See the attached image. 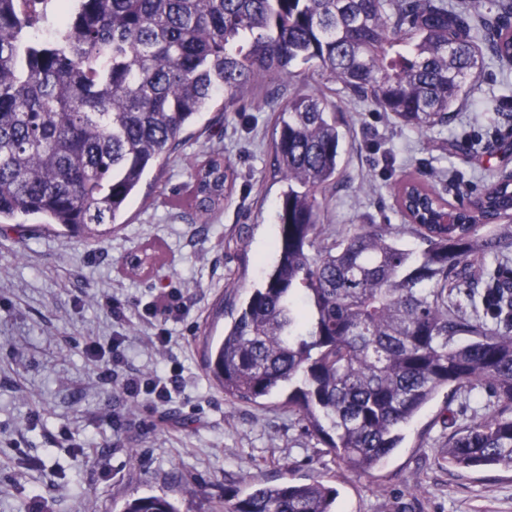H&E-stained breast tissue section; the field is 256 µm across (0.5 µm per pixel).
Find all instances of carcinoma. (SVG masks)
Segmentation results:
<instances>
[{"label": "carcinoma", "instance_id": "obj_1", "mask_svg": "<svg viewBox=\"0 0 512 512\" xmlns=\"http://www.w3.org/2000/svg\"><path fill=\"white\" fill-rule=\"evenodd\" d=\"M46 2L0 0V224L32 217L60 234L116 229L198 116L238 111L245 94L295 76L297 62L422 131L451 123L483 61L471 15L448 0H57L44 38ZM494 7L481 40L511 66L512 0ZM341 139L325 96H293L276 116L272 150L287 183L276 261L224 339L207 346L211 376L225 398L249 404L288 387L282 406L356 474L398 448L439 389L483 386L491 408L451 423L437 462L512 467V278L474 288L487 261L512 248V179L454 212L433 185L401 177L396 203L419 248L387 224L337 240L321 210L341 177ZM193 170L174 202L207 222L235 168L211 150ZM499 224V235L477 234ZM156 259L141 249L127 270L138 276ZM335 502L334 487L290 479L224 492V512H335ZM124 512L177 510L150 495Z\"/></svg>", "mask_w": 512, "mask_h": 512}]
</instances>
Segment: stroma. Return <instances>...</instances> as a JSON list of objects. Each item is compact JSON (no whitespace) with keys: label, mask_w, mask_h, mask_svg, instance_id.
Instances as JSON below:
<instances>
[{"label":"stroma","mask_w":512,"mask_h":512,"mask_svg":"<svg viewBox=\"0 0 512 512\" xmlns=\"http://www.w3.org/2000/svg\"><path fill=\"white\" fill-rule=\"evenodd\" d=\"M274 97L244 96L239 111L200 115L162 170L150 171L107 238L68 240L35 219L0 232V512H122L142 495L178 512H221L227 488L283 476L338 492L336 512H512V468L440 467L444 421L462 420L487 390H439L369 475L343 472L288 415L284 393L250 405L225 400L204 365L251 288L275 262L277 204L287 185L273 165L274 120L288 99L326 89L296 64ZM342 181L323 223L342 238L363 224L401 226L394 185L408 172L452 204L512 173V66L485 56L478 80L444 128L416 131L360 102L339 100ZM237 171L209 222L170 203L207 148ZM155 247L146 273L125 267ZM164 336V352L152 347ZM177 378L167 400L129 397L124 379Z\"/></svg>","instance_id":"35a3bbf8"}]
</instances>
